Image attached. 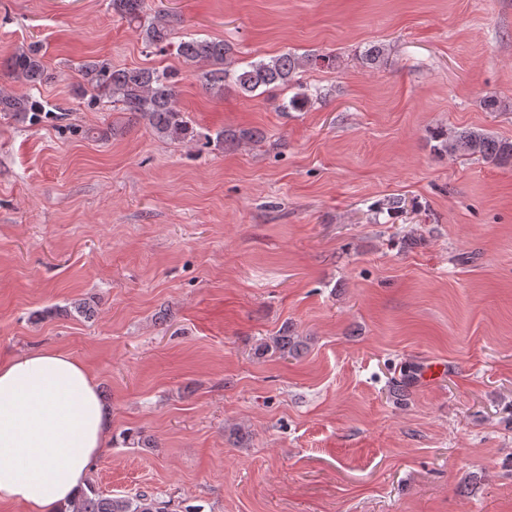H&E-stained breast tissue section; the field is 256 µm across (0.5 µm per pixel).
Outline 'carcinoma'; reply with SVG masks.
Masks as SVG:
<instances>
[{"instance_id":"obj_1","label":"carcinoma","mask_w":512,"mask_h":512,"mask_svg":"<svg viewBox=\"0 0 512 512\" xmlns=\"http://www.w3.org/2000/svg\"><path fill=\"white\" fill-rule=\"evenodd\" d=\"M109 9L128 24L140 30L145 46L162 52L170 45L176 14L152 12L148 0H108ZM176 55L188 65L202 68L205 91L216 97L224 96V89L232 86L241 94L252 97L259 89H297L288 100L279 104L282 111L300 110L321 96L299 81V73L309 68H334V55H297L290 51L269 60L249 62L243 68L235 66L232 49L220 40L190 37L176 46ZM385 48L370 45L361 53L363 66L375 68L384 60ZM9 78L32 89L49 79L48 66L41 47L31 43L17 48L6 61ZM80 80L74 86L76 96L91 95L94 100L108 104L114 112L130 114L143 122L159 139L171 142H197L202 147L214 146L226 150L245 141H260L261 130L236 133L218 129L215 134H194L193 121L178 105L179 73L163 68H114L106 60L90 59L80 64ZM489 112L512 111V99L489 95L483 100ZM38 124L45 120L58 121L62 115L46 109L44 103L32 95H16L0 90V119ZM441 149L448 154L478 156L485 162L504 165L512 162V140L490 136L481 129L464 128L446 133L439 131ZM299 344L283 330L262 350L273 351L282 357L298 353ZM58 512H169L167 502L152 495L136 494L123 498L104 497L92 483H87L78 497Z\"/></svg>"}]
</instances>
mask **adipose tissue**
I'll return each instance as SVG.
<instances>
[{
    "label": "adipose tissue",
    "instance_id": "1",
    "mask_svg": "<svg viewBox=\"0 0 512 512\" xmlns=\"http://www.w3.org/2000/svg\"><path fill=\"white\" fill-rule=\"evenodd\" d=\"M109 437L84 363L53 349L0 361V504L53 512L68 503Z\"/></svg>",
    "mask_w": 512,
    "mask_h": 512
}]
</instances>
